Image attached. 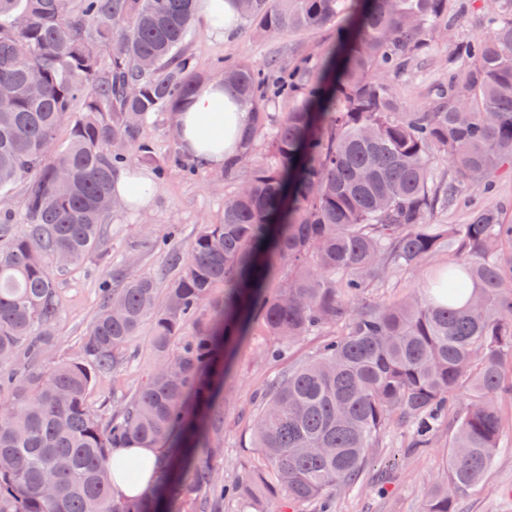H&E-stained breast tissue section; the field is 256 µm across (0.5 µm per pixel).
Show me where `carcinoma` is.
<instances>
[{
	"label": "carcinoma",
	"instance_id": "carcinoma-1",
	"mask_svg": "<svg viewBox=\"0 0 512 512\" xmlns=\"http://www.w3.org/2000/svg\"><path fill=\"white\" fill-rule=\"evenodd\" d=\"M237 5L269 34L334 20L336 41L286 66H218L252 113L239 155L224 163L234 190L223 220L201 225L188 255L170 252L176 275L163 303L155 279L117 272L83 360L47 365L55 272L103 246L114 175L136 161L165 173L143 126L178 111L196 86L185 57L194 0H0V197L24 183L21 208L0 211V386L11 393L0 408V512H186L189 501L224 512L226 496L253 484L305 512L363 483L390 423L406 425L418 450L444 421L453 426L445 477L429 484L422 510L455 512L501 447L512 224L492 206L467 224L431 217L512 171V0H490L492 35L458 43L463 68L425 112L400 111L385 76H401L406 55L452 27L448 0ZM275 101L288 111H265ZM438 154L455 177L435 173ZM443 251L448 267L427 296L365 305L372 281ZM147 323L156 368L121 407L92 410L94 378L121 365ZM255 324L270 358L329 335L317 357L268 384L252 427L261 461L229 488L212 466L223 452L214 441L233 353ZM130 441L165 454L145 500L111 493V451ZM201 486L210 495L199 501Z\"/></svg>",
	"mask_w": 512,
	"mask_h": 512
}]
</instances>
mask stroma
I'll return each instance as SVG.
<instances>
[{
	"label": "stroma",
	"mask_w": 512,
	"mask_h": 512,
	"mask_svg": "<svg viewBox=\"0 0 512 512\" xmlns=\"http://www.w3.org/2000/svg\"><path fill=\"white\" fill-rule=\"evenodd\" d=\"M449 16L454 19V35L437 34L420 54L412 56L406 76L394 84L404 109H427L438 85L447 83L448 73L457 67L458 41L490 35L487 10L482 0H450ZM336 39V24L266 35L250 21H243L233 36H211L202 20H195L188 43L191 69L210 79L218 64L250 62L263 65L272 60L290 61L305 51L318 54ZM157 157L168 159L163 177L156 179L154 193L146 208H131L112 213L105 225V255H91L76 268L57 273L59 314L50 324L53 338L43 356L44 362L80 359L91 319L99 307L100 285L112 280L113 265L123 264L126 273L159 279L170 277L165 252L152 248L149 240L177 230L180 252H187L200 225L220 223L224 194L229 186L220 170L204 168L189 174V157L181 156L174 131V116L153 117L144 127ZM448 264L447 253L426 258L419 266L390 273L373 283L368 299L373 303L422 295L432 279ZM150 327H142L126 346L123 363L114 371L98 374L89 395L91 409L112 408L115 401L131 397L156 366L150 343ZM261 336L240 346L234 360V376L229 384L232 400L224 417V455L217 464L225 482L232 483L245 468L258 461L251 446V426L266 383L283 372L284 366L265 361L259 348ZM510 430L480 486L461 496L456 512H512V401L500 404ZM449 427H441L431 446L422 452L407 446L404 426L391 425L377 448L370 454L366 469L373 477L370 485L335 499V512H420L428 482L446 471Z\"/></svg>",
	"instance_id": "35a3bbf8"
}]
</instances>
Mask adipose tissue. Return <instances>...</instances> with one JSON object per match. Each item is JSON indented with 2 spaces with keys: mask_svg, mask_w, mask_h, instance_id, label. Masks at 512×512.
<instances>
[{
  "mask_svg": "<svg viewBox=\"0 0 512 512\" xmlns=\"http://www.w3.org/2000/svg\"><path fill=\"white\" fill-rule=\"evenodd\" d=\"M196 10L209 31L219 38L233 32L240 21L235 0H198ZM251 120L246 103L235 99L222 81L209 80L200 83L189 105L176 113L175 126L186 155L203 159L208 167L220 168L237 154L241 135ZM112 459H137L145 464L137 482L121 474L114 476L112 494L135 500L151 493L158 478L160 449L132 442L113 449Z\"/></svg>",
  "mask_w": 512,
  "mask_h": 512,
  "instance_id": "ef3b65f1",
  "label": "adipose tissue"
}]
</instances>
